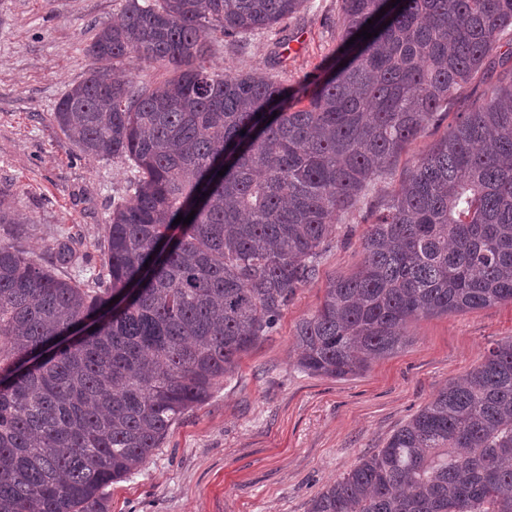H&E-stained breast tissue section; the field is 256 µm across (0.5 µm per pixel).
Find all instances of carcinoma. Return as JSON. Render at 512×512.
Wrapping results in <instances>:
<instances>
[{"mask_svg":"<svg viewBox=\"0 0 512 512\" xmlns=\"http://www.w3.org/2000/svg\"><path fill=\"white\" fill-rule=\"evenodd\" d=\"M305 3L121 0L97 27L91 60L169 77L92 68L53 112L70 147L137 170L112 202L94 287L0 244V512H109L105 489L272 332L336 216L453 97L455 124L375 215L357 271L296 325V364L356 374L405 346L413 320L512 303V0H339V52L295 87L210 65L218 40L271 31ZM370 19L378 35L347 44ZM476 79L493 84L461 96ZM55 254L87 266L73 237ZM308 512H512V339ZM124 69L129 78H133L140 83H152L162 80L165 76L163 75V69L144 65L135 58L128 59Z\"/></svg>","mask_w":512,"mask_h":512,"instance_id":"1","label":"carcinoma"}]
</instances>
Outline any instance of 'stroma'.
Listing matches in <instances>:
<instances>
[{"instance_id": "1", "label": "stroma", "mask_w": 512, "mask_h": 512, "mask_svg": "<svg viewBox=\"0 0 512 512\" xmlns=\"http://www.w3.org/2000/svg\"><path fill=\"white\" fill-rule=\"evenodd\" d=\"M120 0H0V244L34 257L63 279L86 283L102 269L105 226L135 169L123 158L91 159L68 147L52 121L64 93L88 74L85 48L95 24ZM339 0H307L277 33L217 42L211 65L229 74L266 72L291 84L323 75L336 53ZM449 105L426 125L389 174L348 212L317 275L297 289L269 336L202 405L177 420L146 463L108 487L110 512H308L311 499L362 456L385 447L449 380L512 338V304L423 317L405 327L408 343L344 378L296 365L297 323L317 309L327 278L348 276L361 243L419 156L455 118ZM79 238L91 265L53 258L56 241Z\"/></svg>"}]
</instances>
